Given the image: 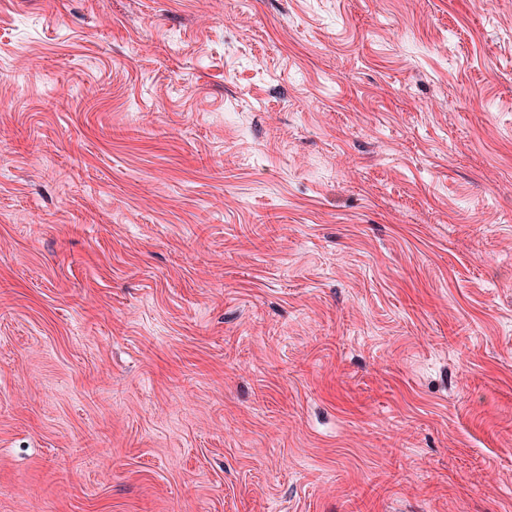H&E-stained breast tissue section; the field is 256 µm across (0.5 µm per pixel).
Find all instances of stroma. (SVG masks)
<instances>
[{
    "mask_svg": "<svg viewBox=\"0 0 512 512\" xmlns=\"http://www.w3.org/2000/svg\"><path fill=\"white\" fill-rule=\"evenodd\" d=\"M0 512H512V0H0Z\"/></svg>",
    "mask_w": 512,
    "mask_h": 512,
    "instance_id": "obj_1",
    "label": "stroma"
}]
</instances>
